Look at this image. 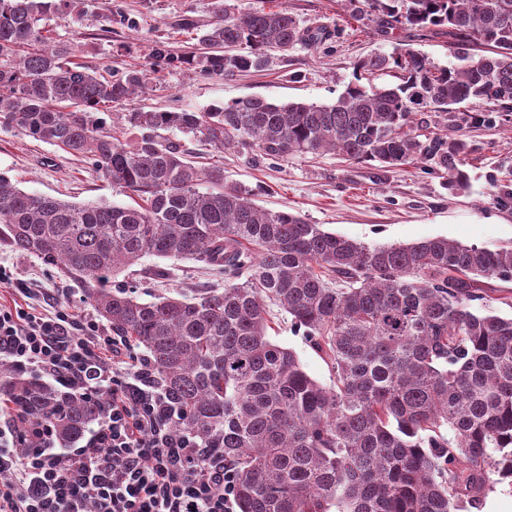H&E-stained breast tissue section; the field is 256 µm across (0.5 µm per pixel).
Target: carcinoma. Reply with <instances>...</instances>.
<instances>
[{"label": "carcinoma", "mask_w": 512, "mask_h": 512, "mask_svg": "<svg viewBox=\"0 0 512 512\" xmlns=\"http://www.w3.org/2000/svg\"><path fill=\"white\" fill-rule=\"evenodd\" d=\"M394 30L448 31L460 64L439 67L411 48L375 53L356 69L391 73V87L359 82L331 104L249 97L198 112L123 113L138 130L97 117L148 87L174 63L208 76L268 68L325 40L286 9L214 0L200 51L172 55L159 41L145 68L102 69L52 41L46 15L72 0H0V128L95 165L138 198L77 204L28 193L0 173V243L60 268L85 289L112 333L143 350L175 410L172 428L234 467L239 512H469L489 475L512 484V317L496 315L478 278L512 280V248L445 238L369 246L301 216L271 211L224 170L199 167L178 132L218 152L231 146L271 160L334 153L385 168L421 164L467 184L468 142L421 134L420 112L486 105L476 123L512 112V0H364ZM207 188H202L203 184ZM147 255L196 260L224 287L143 301L101 284ZM328 361L332 384L303 369L269 336L268 307ZM0 395L54 422L71 446L101 412L0 368Z\"/></svg>", "instance_id": "obj_1"}]
</instances>
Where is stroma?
I'll use <instances>...</instances> for the list:
<instances>
[{
    "label": "stroma",
    "instance_id": "obj_1",
    "mask_svg": "<svg viewBox=\"0 0 512 512\" xmlns=\"http://www.w3.org/2000/svg\"><path fill=\"white\" fill-rule=\"evenodd\" d=\"M213 0H77L67 17L49 14L56 40L74 47L78 61L100 67H141L155 41L172 54L196 45L199 27L212 17ZM243 8L288 9L304 25L327 26L332 37L314 49L273 57L262 72L226 79L200 75L186 66L153 74L142 96L126 102L125 111L172 107L202 111L210 106L262 96L271 100L329 103L356 78L357 62L372 53H389L406 45L438 66L455 62L448 37L440 29L404 26L384 33L363 0H236ZM431 131L464 134L469 152L468 187L449 191L447 179L419 166L383 168L376 163L345 161L332 154L289 157L277 164L242 149L214 153L198 144L199 165L216 164L224 180L248 187L254 201L273 211H288L325 231L369 245H407L442 237L490 250L512 248V113H500L495 126L462 122L460 113H429ZM0 171L26 192L62 200L125 205L129 197L94 167L60 148L14 130L0 129ZM0 264L36 288H66L70 282L53 266L0 245ZM142 273H121L116 281L143 300L160 295L192 294L224 279L206 274L192 261L153 256L141 261ZM169 269V277L153 268ZM274 342L292 349L304 370L323 384L331 375L323 355L294 332L287 315L275 316Z\"/></svg>",
    "mask_w": 512,
    "mask_h": 512
}]
</instances>
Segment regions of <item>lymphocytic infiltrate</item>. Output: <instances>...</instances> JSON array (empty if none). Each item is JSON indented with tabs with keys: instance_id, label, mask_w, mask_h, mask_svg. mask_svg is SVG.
Masks as SVG:
<instances>
[{
	"instance_id": "1",
	"label": "lymphocytic infiltrate",
	"mask_w": 512,
	"mask_h": 512,
	"mask_svg": "<svg viewBox=\"0 0 512 512\" xmlns=\"http://www.w3.org/2000/svg\"><path fill=\"white\" fill-rule=\"evenodd\" d=\"M0 359L101 404L81 445L62 450L52 424L0 418V512H235L233 468L172 433L146 356L70 292L0 306Z\"/></svg>"
}]
</instances>
